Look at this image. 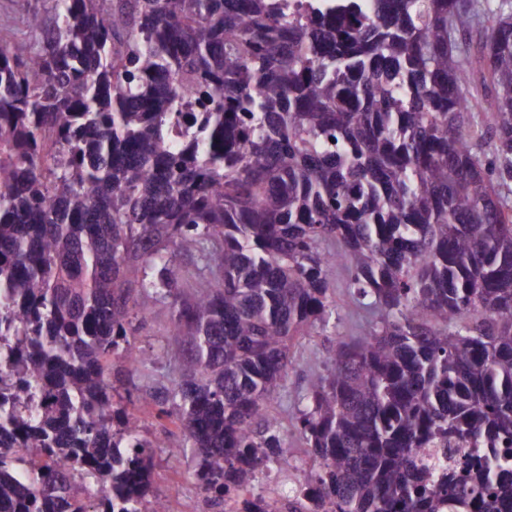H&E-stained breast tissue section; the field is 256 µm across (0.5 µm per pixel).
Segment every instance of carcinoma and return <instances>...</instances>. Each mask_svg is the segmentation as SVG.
<instances>
[{
  "label": "carcinoma",
  "mask_w": 512,
  "mask_h": 512,
  "mask_svg": "<svg viewBox=\"0 0 512 512\" xmlns=\"http://www.w3.org/2000/svg\"><path fill=\"white\" fill-rule=\"evenodd\" d=\"M47 2L0 47V512H168L115 387L158 303L206 498L286 468L267 400L338 265L380 326L308 380L299 509L512 512V12L463 58L467 0Z\"/></svg>",
  "instance_id": "carcinoma-1"
}]
</instances>
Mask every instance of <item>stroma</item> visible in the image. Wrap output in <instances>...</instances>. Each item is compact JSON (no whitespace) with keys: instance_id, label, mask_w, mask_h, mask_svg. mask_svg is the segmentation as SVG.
Listing matches in <instances>:
<instances>
[{"instance_id":"obj_1","label":"stroma","mask_w":512,"mask_h":512,"mask_svg":"<svg viewBox=\"0 0 512 512\" xmlns=\"http://www.w3.org/2000/svg\"><path fill=\"white\" fill-rule=\"evenodd\" d=\"M331 288L336 313L329 326L326 331L296 340L291 349L292 363L288 368L286 388L267 402L270 413L281 426L290 467L283 471L274 467L263 470L256 486L258 493L274 488L284 494L298 486L300 476L306 472L311 460L310 450L295 427L300 410L308 404L306 378L326 370L329 352L337 340L363 336L377 325L376 310L348 290L344 268H336L332 274ZM169 317L166 306H156L147 325L137 333V345L152 353L153 359L127 373L123 380L124 388L145 394L171 387L177 378L179 350L167 334ZM127 410L140 434L155 444L152 494L166 500L169 512H203L205 498L194 477L196 459L192 453L177 450L178 445L184 442L183 436L165 434L150 410L140 403L128 405Z\"/></svg>"}]
</instances>
